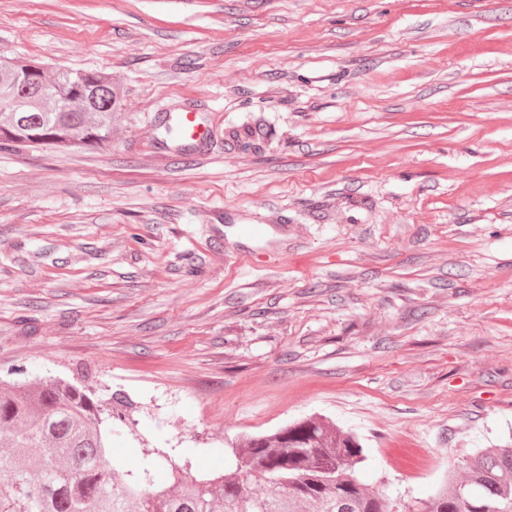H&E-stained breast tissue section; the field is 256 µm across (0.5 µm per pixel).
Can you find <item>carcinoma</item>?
Instances as JSON below:
<instances>
[{"label": "carcinoma", "mask_w": 512, "mask_h": 512, "mask_svg": "<svg viewBox=\"0 0 512 512\" xmlns=\"http://www.w3.org/2000/svg\"><path fill=\"white\" fill-rule=\"evenodd\" d=\"M117 96L106 73L0 59V147L104 148ZM120 418L92 388L0 382V512H512V442L448 470L428 500L363 483L359 437L316 417L242 437L231 469L183 472L156 448L132 474L107 450Z\"/></svg>", "instance_id": "carcinoma-1"}]
</instances>
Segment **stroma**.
Masks as SVG:
<instances>
[{
  "label": "stroma",
  "instance_id": "35a3bbf8",
  "mask_svg": "<svg viewBox=\"0 0 512 512\" xmlns=\"http://www.w3.org/2000/svg\"><path fill=\"white\" fill-rule=\"evenodd\" d=\"M0 56L120 96L108 147L0 149L1 376L197 476L317 416L404 503L512 441V0H0Z\"/></svg>",
  "mask_w": 512,
  "mask_h": 512
}]
</instances>
